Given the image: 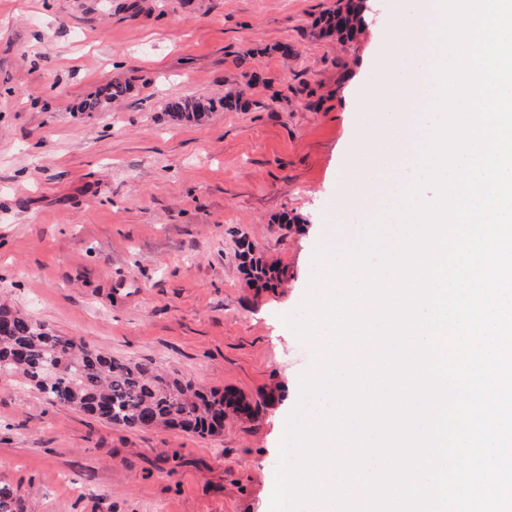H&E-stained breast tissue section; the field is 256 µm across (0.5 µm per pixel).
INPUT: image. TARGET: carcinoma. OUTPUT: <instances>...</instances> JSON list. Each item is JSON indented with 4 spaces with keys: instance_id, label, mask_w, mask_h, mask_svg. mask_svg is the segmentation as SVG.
<instances>
[{
    "instance_id": "obj_1",
    "label": "carcinoma",
    "mask_w": 512,
    "mask_h": 512,
    "mask_svg": "<svg viewBox=\"0 0 512 512\" xmlns=\"http://www.w3.org/2000/svg\"><path fill=\"white\" fill-rule=\"evenodd\" d=\"M319 33L341 41L354 39L363 26L356 0H338L336 10L320 18ZM129 85L107 84L84 104L99 112L122 97ZM240 96L185 98L168 104L182 120L200 121L216 108L239 106ZM0 370L18 374L49 399L129 429L164 427L216 435L224 431L227 412H255V404L234 393L206 391L188 380L170 378L158 369L121 360L73 336H61L5 304L0 305Z\"/></svg>"
}]
</instances>
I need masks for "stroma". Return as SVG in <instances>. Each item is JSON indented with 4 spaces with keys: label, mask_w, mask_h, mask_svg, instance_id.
Returning a JSON list of instances; mask_svg holds the SVG:
<instances>
[{
    "label": "stroma",
    "mask_w": 512,
    "mask_h": 512,
    "mask_svg": "<svg viewBox=\"0 0 512 512\" xmlns=\"http://www.w3.org/2000/svg\"><path fill=\"white\" fill-rule=\"evenodd\" d=\"M316 35L336 0H0V302L115 358L269 398L220 435L126 429L0 376V487L18 512H267L295 383L312 361L281 318L319 241L351 243L357 102L381 89L390 16ZM130 89L101 112L106 84ZM245 104L200 123L168 102ZM254 246L285 272L257 286ZM127 90H129V85L126 83L107 84L100 88L93 98L85 102L84 109L87 112L102 111L112 103V100L122 97Z\"/></svg>",
    "instance_id": "stroma-1"
}]
</instances>
